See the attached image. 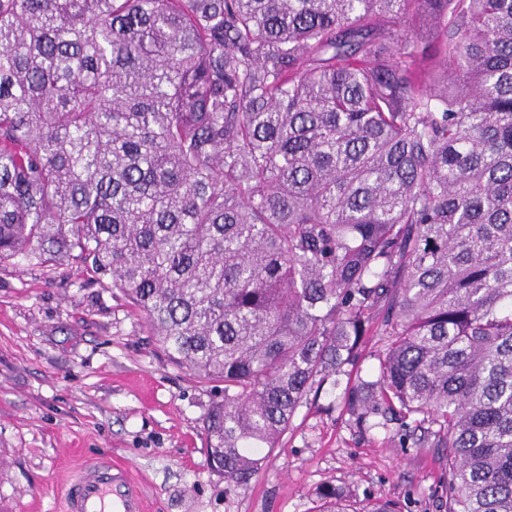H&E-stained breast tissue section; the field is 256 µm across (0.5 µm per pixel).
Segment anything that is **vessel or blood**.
<instances>
[{
    "label": "vessel or blood",
    "instance_id": "b4317fda",
    "mask_svg": "<svg viewBox=\"0 0 512 512\" xmlns=\"http://www.w3.org/2000/svg\"><path fill=\"white\" fill-rule=\"evenodd\" d=\"M63 512H146L127 468L109 458L89 463L65 490Z\"/></svg>",
    "mask_w": 512,
    "mask_h": 512
}]
</instances>
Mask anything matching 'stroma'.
I'll return each mask as SVG.
<instances>
[{
	"label": "stroma",
	"mask_w": 512,
	"mask_h": 512,
	"mask_svg": "<svg viewBox=\"0 0 512 512\" xmlns=\"http://www.w3.org/2000/svg\"><path fill=\"white\" fill-rule=\"evenodd\" d=\"M324 385L243 487L208 468L202 421L219 394L151 342L147 323L74 260L0 264V512H62L73 471L109 453L148 512H314L333 484L403 512H439L442 462L397 423L360 434Z\"/></svg>",
	"instance_id": "obj_1"
}]
</instances>
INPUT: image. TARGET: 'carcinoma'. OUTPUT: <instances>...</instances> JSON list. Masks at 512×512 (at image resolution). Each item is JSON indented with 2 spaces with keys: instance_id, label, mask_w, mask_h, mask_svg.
I'll use <instances>...</instances> for the list:
<instances>
[{
  "instance_id": "1",
  "label": "carcinoma",
  "mask_w": 512,
  "mask_h": 512,
  "mask_svg": "<svg viewBox=\"0 0 512 512\" xmlns=\"http://www.w3.org/2000/svg\"><path fill=\"white\" fill-rule=\"evenodd\" d=\"M19 257L81 263L224 384L226 489L385 336L355 426L440 450L442 512H512V0H0Z\"/></svg>"
}]
</instances>
